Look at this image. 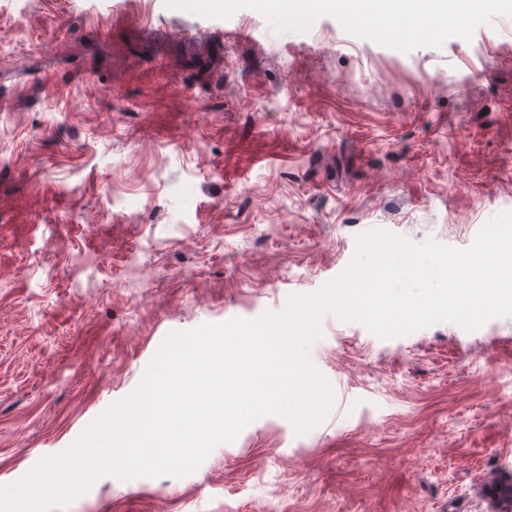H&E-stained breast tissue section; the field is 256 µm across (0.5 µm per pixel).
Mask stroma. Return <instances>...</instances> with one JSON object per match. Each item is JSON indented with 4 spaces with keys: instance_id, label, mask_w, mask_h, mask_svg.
I'll return each instance as SVG.
<instances>
[{
    "instance_id": "stroma-1",
    "label": "stroma",
    "mask_w": 512,
    "mask_h": 512,
    "mask_svg": "<svg viewBox=\"0 0 512 512\" xmlns=\"http://www.w3.org/2000/svg\"><path fill=\"white\" fill-rule=\"evenodd\" d=\"M338 2L0 0V486L169 333L283 311L364 232L465 249L512 211V0L402 25ZM321 329V423L264 415L191 475L47 512H485L512 477V316Z\"/></svg>"
}]
</instances>
